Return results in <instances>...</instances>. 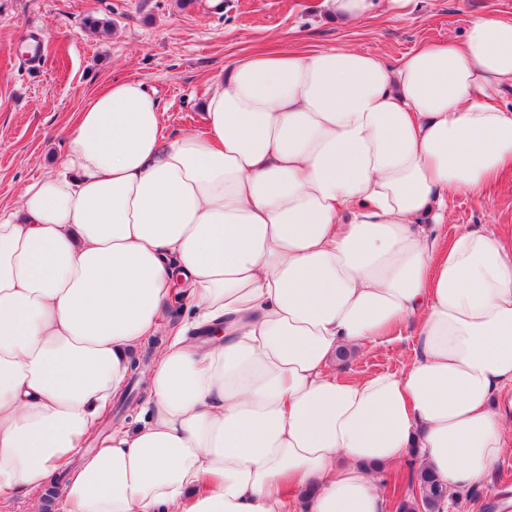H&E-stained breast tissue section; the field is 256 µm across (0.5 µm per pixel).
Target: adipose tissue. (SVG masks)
Masks as SVG:
<instances>
[{"mask_svg": "<svg viewBox=\"0 0 512 512\" xmlns=\"http://www.w3.org/2000/svg\"><path fill=\"white\" fill-rule=\"evenodd\" d=\"M322 6L352 26L414 0ZM509 94L512 17L488 15L395 66L239 56L202 133L167 136L137 78L86 98L57 170L0 208V512H386L410 454L484 483L512 433V247L439 229L512 167ZM410 321L402 372L330 373ZM153 336L133 426L86 453Z\"/></svg>", "mask_w": 512, "mask_h": 512, "instance_id": "1", "label": "adipose tissue"}]
</instances>
